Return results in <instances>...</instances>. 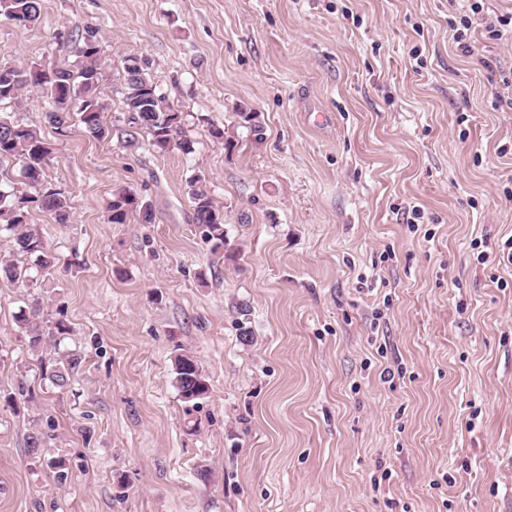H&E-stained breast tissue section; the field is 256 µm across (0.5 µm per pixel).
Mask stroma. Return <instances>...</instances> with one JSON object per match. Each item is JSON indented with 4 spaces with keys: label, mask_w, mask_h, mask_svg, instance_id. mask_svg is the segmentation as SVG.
<instances>
[{
    "label": "stroma",
    "mask_w": 512,
    "mask_h": 512,
    "mask_svg": "<svg viewBox=\"0 0 512 512\" xmlns=\"http://www.w3.org/2000/svg\"><path fill=\"white\" fill-rule=\"evenodd\" d=\"M471 2L43 0L35 26L0 16V63L77 69L78 32L99 29L110 126L123 56L148 58L194 143L100 141L75 116L56 129L36 90L0 104L39 128L74 203L69 223L29 222L59 258L35 292L64 302L60 348L83 358L65 389L43 379L52 356L32 354L21 291L0 281V512H512V266L496 258L512 109L495 104L512 44L483 35L512 0H485L465 53L448 20ZM197 174L236 261L194 220ZM122 189L154 223L109 222ZM184 352L211 387L189 415Z\"/></svg>",
    "instance_id": "obj_1"
}]
</instances>
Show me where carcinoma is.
Masks as SVG:
<instances>
[{"label":"carcinoma","mask_w":512,"mask_h":512,"mask_svg":"<svg viewBox=\"0 0 512 512\" xmlns=\"http://www.w3.org/2000/svg\"><path fill=\"white\" fill-rule=\"evenodd\" d=\"M0 15L10 21L18 20L22 26L34 25L41 17V0H0ZM80 41L82 62L76 72L62 67L43 72L38 64H0V102L19 99L26 88L42 91L49 97L46 117L52 124L59 126L65 123L70 113L75 112L91 137L104 140L111 136L112 130L102 120L100 89L105 71L98 29H84ZM146 68L147 63L136 55L123 58V103L128 128L121 130V134L125 135V142L135 145L139 143V135L143 134L147 144L159 152L176 148L185 154L192 153L191 141L182 137L181 113L172 110L163 112L157 85L147 74ZM50 155V144L35 128L0 117V160L19 161L26 185V190L18 195L0 192V233L6 232L12 251L32 258L34 267L41 270L53 267L56 256L49 251L41 234L29 227L30 210L38 208L47 211L54 215L57 223L66 224L73 209L71 198L45 180L44 170ZM200 182L202 177L199 175L190 179L195 224L202 229L205 239L212 243L213 254L234 259L236 253L228 250L224 213L215 205L208 192L199 186ZM126 205L134 206L142 223H153L151 206L135 199L129 190L119 192L109 205L112 222L122 224L126 221ZM0 278L17 288H30L34 284L30 268L2 257ZM55 315L56 318L44 321L37 300L19 309L16 321L28 338L31 350L39 351L52 338L70 332L64 307L58 306ZM80 363V356L68 353L50 367L41 366L42 376L54 386L63 388L67 385L70 373ZM174 382L184 403L196 405L210 394L207 377L198 361L189 355L175 357Z\"/></svg>","instance_id":"cac0c4a2"}]
</instances>
